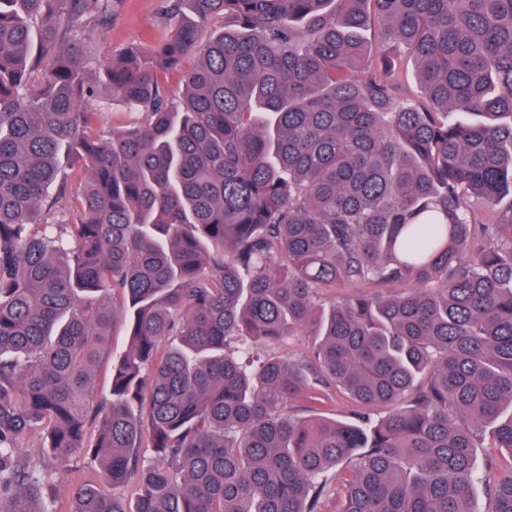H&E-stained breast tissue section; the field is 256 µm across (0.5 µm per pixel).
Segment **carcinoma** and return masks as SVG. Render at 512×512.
<instances>
[{
  "mask_svg": "<svg viewBox=\"0 0 512 512\" xmlns=\"http://www.w3.org/2000/svg\"><path fill=\"white\" fill-rule=\"evenodd\" d=\"M120 2L0 0V512H52L78 454L70 512H478L479 480L512 512L475 461L512 452V0H162L95 66L61 18ZM102 88L138 120L103 130ZM310 375L352 420L285 414ZM396 79L397 93L400 98L414 99L419 94V85L415 77V66L409 58H403L399 64ZM111 350L98 363L94 372L96 399L109 394L112 383V353L119 354L128 346V337L121 321H117L111 330ZM70 469L69 482L63 484L57 490L56 502L54 503L53 509L55 512H68L70 509V492L71 488L78 483H81L87 479L96 477V470H99L97 465L93 462L90 463L83 457H77L73 462L67 465Z\"/></svg>",
  "mask_w": 512,
  "mask_h": 512,
  "instance_id": "cac0c4a2",
  "label": "carcinoma"
}]
</instances>
